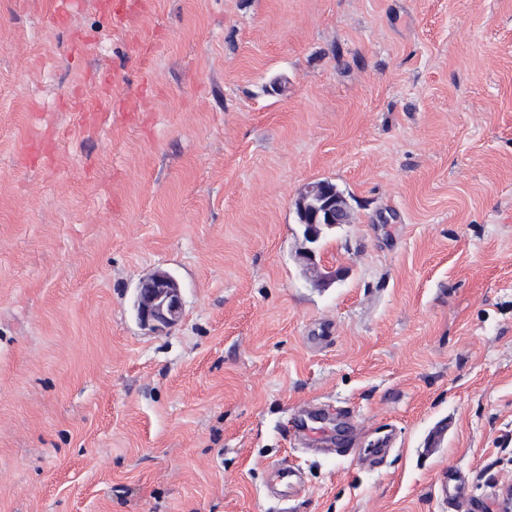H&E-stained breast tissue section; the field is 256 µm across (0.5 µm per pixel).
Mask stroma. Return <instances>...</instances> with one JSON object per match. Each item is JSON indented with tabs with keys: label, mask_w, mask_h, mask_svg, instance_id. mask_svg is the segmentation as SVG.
I'll return each mask as SVG.
<instances>
[{
	"label": "stroma",
	"mask_w": 512,
	"mask_h": 512,
	"mask_svg": "<svg viewBox=\"0 0 512 512\" xmlns=\"http://www.w3.org/2000/svg\"><path fill=\"white\" fill-rule=\"evenodd\" d=\"M319 180L351 215L321 284L294 206ZM159 270L184 311L155 332ZM308 405L394 453L305 451ZM509 487L512 0H0V512H500ZM148 281L150 288H140ZM136 289L134 309L143 327L162 331L175 325L183 313L182 289L179 282L166 272H157L143 279ZM335 418L339 421L329 431L325 429L310 428L308 420L318 418L317 415L306 413L298 417L296 428L303 435L312 433V438L315 440H324L329 438L336 448H331L335 453L342 454L349 457L352 461H365L369 460L374 464L381 463L383 459L393 450L392 440L388 433L380 437L374 448H351L348 433L355 426L357 415L354 408L344 406L336 409ZM268 488L273 490L271 492L278 499L290 501L299 497L304 490L302 473L294 466L278 468L274 472Z\"/></svg>",
	"instance_id": "35a3bbf8"
}]
</instances>
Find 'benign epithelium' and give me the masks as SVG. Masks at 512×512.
<instances>
[{
  "label": "benign epithelium",
  "mask_w": 512,
  "mask_h": 512,
  "mask_svg": "<svg viewBox=\"0 0 512 512\" xmlns=\"http://www.w3.org/2000/svg\"><path fill=\"white\" fill-rule=\"evenodd\" d=\"M298 224L308 244L303 251L305 272L323 280L315 263L314 245L326 230L347 223V213L336 195V189L325 181L313 182L302 189L295 201ZM150 287L137 288L134 309L140 324L152 331H161L175 325L183 313L182 289L179 282L166 272H157L146 278Z\"/></svg>",
  "instance_id": "obj_1"
}]
</instances>
